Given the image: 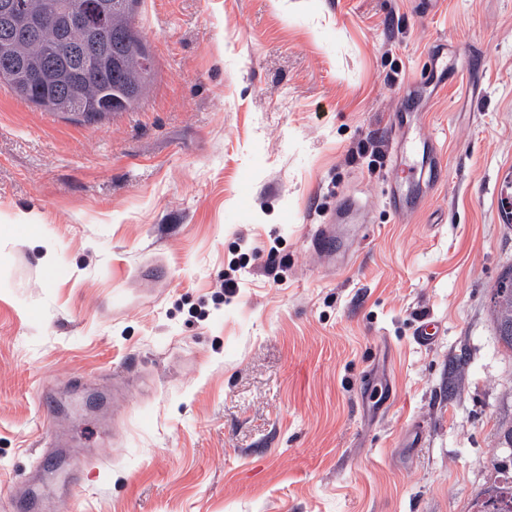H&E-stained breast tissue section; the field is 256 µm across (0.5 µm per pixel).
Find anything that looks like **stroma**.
<instances>
[{"label": "stroma", "instance_id": "stroma-1", "mask_svg": "<svg viewBox=\"0 0 512 512\" xmlns=\"http://www.w3.org/2000/svg\"><path fill=\"white\" fill-rule=\"evenodd\" d=\"M137 23L156 77L134 110L0 90V491L52 414L97 456L75 512H472L512 456L488 314L512 0H143ZM401 120L447 179L415 159L397 214ZM350 196L372 231L344 220L331 263L310 228Z\"/></svg>", "mask_w": 512, "mask_h": 512}]
</instances>
